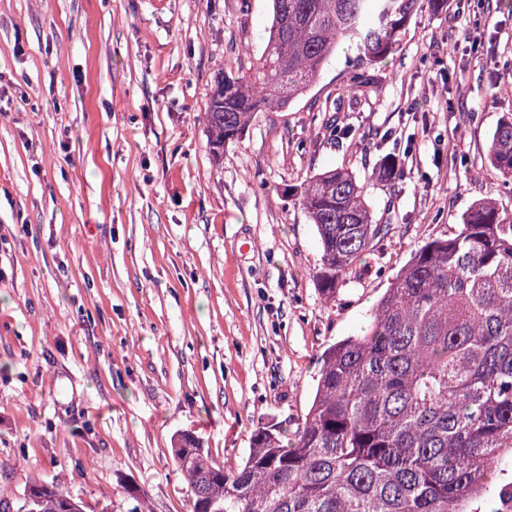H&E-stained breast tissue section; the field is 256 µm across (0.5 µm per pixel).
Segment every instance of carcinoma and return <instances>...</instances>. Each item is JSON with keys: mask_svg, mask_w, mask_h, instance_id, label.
<instances>
[{"mask_svg": "<svg viewBox=\"0 0 512 512\" xmlns=\"http://www.w3.org/2000/svg\"><path fill=\"white\" fill-rule=\"evenodd\" d=\"M447 0H271L261 51L246 70L215 78L203 113L215 156L242 138L253 115L290 107L319 80L341 43L358 64L348 87L386 62L399 34ZM512 182V116L488 146ZM322 251L317 286L338 281L386 235L367 185L347 168L311 176L296 198ZM315 395L291 443L258 427L237 469L183 434L174 459L191 512H478L491 495L512 512V218L496 199L474 203L454 232L419 246L371 312L367 334L320 356ZM23 512H64L45 493Z\"/></svg>", "mask_w": 512, "mask_h": 512, "instance_id": "cac0c4a2", "label": "carcinoma"}]
</instances>
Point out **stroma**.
Wrapping results in <instances>:
<instances>
[{"label": "stroma", "instance_id": "1", "mask_svg": "<svg viewBox=\"0 0 512 512\" xmlns=\"http://www.w3.org/2000/svg\"><path fill=\"white\" fill-rule=\"evenodd\" d=\"M269 0H0V495L32 482L83 512H191L173 448L225 467L261 426L294 433L325 348L363 335L391 278L497 186L512 9L448 0L407 23L361 96L340 48L288 109L214 156L215 74L249 66ZM342 133L328 137L323 109ZM402 179L371 182L385 158ZM351 169L392 224L325 298L296 202Z\"/></svg>", "mask_w": 512, "mask_h": 512}]
</instances>
